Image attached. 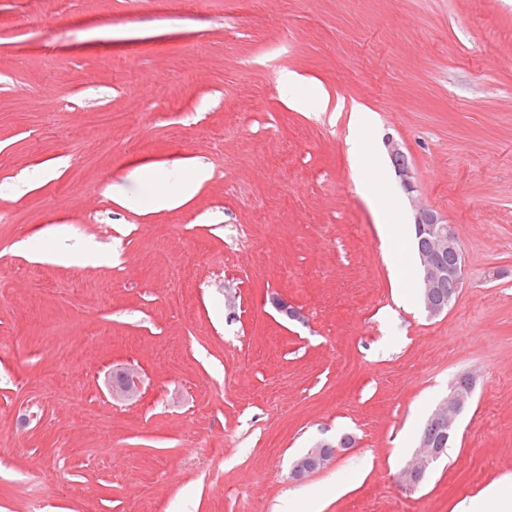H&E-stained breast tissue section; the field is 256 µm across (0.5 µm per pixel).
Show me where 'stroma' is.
<instances>
[{"instance_id": "1", "label": "stroma", "mask_w": 512, "mask_h": 512, "mask_svg": "<svg viewBox=\"0 0 512 512\" xmlns=\"http://www.w3.org/2000/svg\"><path fill=\"white\" fill-rule=\"evenodd\" d=\"M325 94L372 112L380 157L402 146L415 192L384 168L406 224H454L467 284L447 313L398 305L354 182L372 162ZM185 157L210 177L180 207L113 200ZM118 369L134 399L112 398ZM463 375L454 439L403 484ZM508 477L512 0H0V512H274L337 481L323 512H454ZM280 85L286 89L292 97L293 102L302 106L306 96V79L294 71H283L279 78ZM352 440V437L344 436L336 440L335 444L317 443L306 454L296 459L292 468L293 478L301 479L309 473L326 467L335 458L336 448H348Z\"/></svg>"}]
</instances>
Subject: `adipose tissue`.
<instances>
[{
    "mask_svg": "<svg viewBox=\"0 0 512 512\" xmlns=\"http://www.w3.org/2000/svg\"><path fill=\"white\" fill-rule=\"evenodd\" d=\"M334 109L349 113L346 138L349 156L354 159L375 156L372 114L356 106L345 107L340 101L336 102ZM135 176L153 185L151 205L157 210L172 209L190 200L209 178L207 170L193 158L178 161L173 170L162 164H148L138 168ZM357 189L379 216L378 228L384 254L399 253L401 263L411 264L412 254L401 248L408 229L403 222L398 199L381 194L376 182L369 180H358Z\"/></svg>",
    "mask_w": 512,
    "mask_h": 512,
    "instance_id": "ef3b65f1",
    "label": "adipose tissue"
}]
</instances>
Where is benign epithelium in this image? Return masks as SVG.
Wrapping results in <instances>:
<instances>
[{"label":"benign epithelium","instance_id":"1","mask_svg":"<svg viewBox=\"0 0 512 512\" xmlns=\"http://www.w3.org/2000/svg\"><path fill=\"white\" fill-rule=\"evenodd\" d=\"M386 147L402 186L409 193L415 191L413 176L400 144L389 139ZM415 224L422 303L429 316L437 317L448 311L464 287L465 260L455 225L425 208L418 210ZM111 390L112 398L130 400L138 393L137 379L129 372H123L112 380ZM471 395L472 382L469 377H460L453 383L423 428L417 453L402 473L405 482L416 485L424 480L431 465L454 438L456 420ZM351 443L352 437L344 436L334 444H316L296 459L292 468L293 478L301 479L326 467L335 458L336 449L347 448Z\"/></svg>","mask_w":512,"mask_h":512}]
</instances>
